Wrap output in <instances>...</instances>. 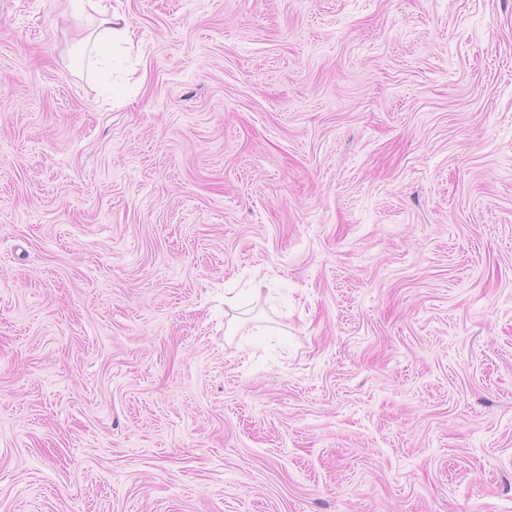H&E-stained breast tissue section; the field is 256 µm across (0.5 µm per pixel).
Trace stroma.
<instances>
[{
  "label": "stroma",
  "mask_w": 512,
  "mask_h": 512,
  "mask_svg": "<svg viewBox=\"0 0 512 512\" xmlns=\"http://www.w3.org/2000/svg\"><path fill=\"white\" fill-rule=\"evenodd\" d=\"M103 2L0 0V512H512V0ZM91 8L100 16L96 18V25L92 33L95 45L114 46L125 39L124 17L116 11L110 12L107 8L90 3Z\"/></svg>",
  "instance_id": "35a3bbf8"
}]
</instances>
